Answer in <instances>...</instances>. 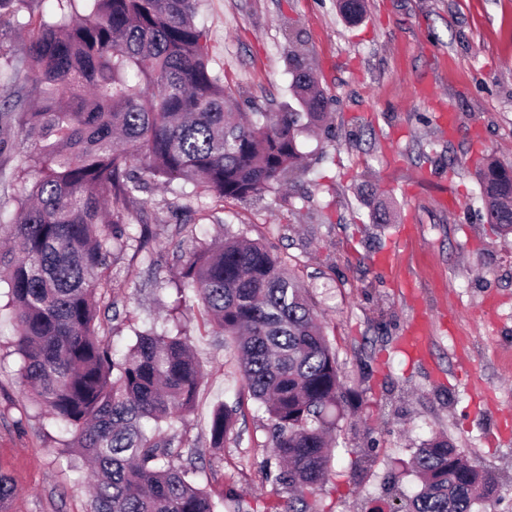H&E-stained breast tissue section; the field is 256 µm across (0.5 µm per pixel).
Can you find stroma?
<instances>
[{
  "label": "stroma",
  "instance_id": "35a3bbf8",
  "mask_svg": "<svg viewBox=\"0 0 512 512\" xmlns=\"http://www.w3.org/2000/svg\"><path fill=\"white\" fill-rule=\"evenodd\" d=\"M209 67L244 111L298 109L288 56L302 51L329 99L333 137L302 135L303 172L280 189L228 199L218 220L180 211V183L144 184L136 206L148 244L130 239L110 272L116 316L106 344L162 330L175 292L163 288L190 253L225 234L270 244L309 288L336 352L346 414L322 512H372L412 496L409 460L432 434L497 481L490 512H512V236L490 224L479 171L512 163V0H367L351 25L337 0H199ZM455 110L456 133L435 121ZM458 205L443 207V195ZM388 209L391 221L373 215ZM431 322L426 356L400 351L416 309ZM181 323L203 378L194 410L164 424L193 449L201 486L263 506L287 500L262 464L269 416L244 395L237 352L187 294ZM14 312L0 285V473L7 512H91L85 462L20 382ZM473 376L459 374L458 354ZM240 405L236 438L210 447L208 422Z\"/></svg>",
  "mask_w": 512,
  "mask_h": 512
}]
</instances>
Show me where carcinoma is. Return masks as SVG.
<instances>
[{
    "label": "carcinoma",
    "instance_id": "carcinoma-1",
    "mask_svg": "<svg viewBox=\"0 0 512 512\" xmlns=\"http://www.w3.org/2000/svg\"><path fill=\"white\" fill-rule=\"evenodd\" d=\"M0 0V30L23 26L24 53L0 40V169L13 170L10 246L0 281L16 319L22 385L70 435L90 466L93 512H250L197 481L192 450L162 424L193 409L201 380L190 340L136 334L117 359L99 339L100 309L112 307L105 275L112 250L131 238V176L200 188L211 209L278 189L303 160L299 137L331 134L328 99L304 59L288 58L302 111L254 112L244 120L231 89L208 67L198 0ZM350 22L364 0H340ZM491 223L512 233V166L480 171ZM196 294L239 356L248 393L272 422L280 480L297 496L263 512H318L313 499L331 468L327 434L343 418L341 380L307 289L271 247L243 236L193 253L175 279ZM241 403L209 420L224 449ZM421 489L392 512H473L492 502L496 480L465 462L444 436L413 454Z\"/></svg>",
    "mask_w": 512,
    "mask_h": 512
}]
</instances>
